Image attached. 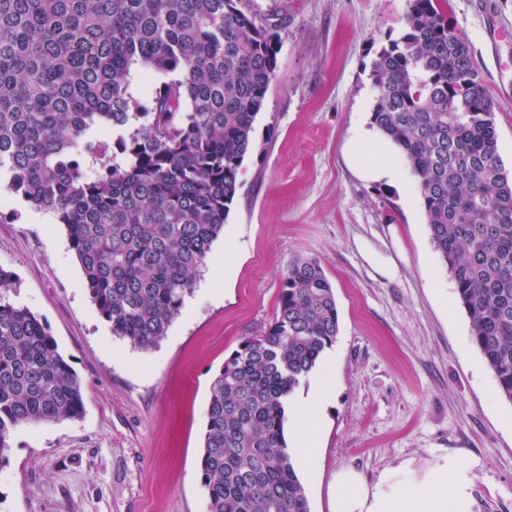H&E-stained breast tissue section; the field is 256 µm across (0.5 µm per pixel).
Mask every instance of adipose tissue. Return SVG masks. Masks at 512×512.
Here are the masks:
<instances>
[{
    "label": "adipose tissue",
    "mask_w": 512,
    "mask_h": 512,
    "mask_svg": "<svg viewBox=\"0 0 512 512\" xmlns=\"http://www.w3.org/2000/svg\"><path fill=\"white\" fill-rule=\"evenodd\" d=\"M348 162L363 181L403 185L406 170L399 150L385 141L372 121H361L348 140ZM333 396L329 378L316 379L307 392L288 403L293 452L299 467L313 473L321 440V422ZM329 512H474L469 469L455 451L433 464L407 459L368 481L343 466L327 489Z\"/></svg>",
    "instance_id": "obj_1"
}]
</instances>
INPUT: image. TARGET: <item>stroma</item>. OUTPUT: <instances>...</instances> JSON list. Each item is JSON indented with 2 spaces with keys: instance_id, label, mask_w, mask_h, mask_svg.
Wrapping results in <instances>:
<instances>
[{
  "instance_id": "35a3bbf8",
  "label": "stroma",
  "mask_w": 512,
  "mask_h": 512,
  "mask_svg": "<svg viewBox=\"0 0 512 512\" xmlns=\"http://www.w3.org/2000/svg\"><path fill=\"white\" fill-rule=\"evenodd\" d=\"M273 27L275 76L255 122L240 189L209 256H230L218 293L186 297L154 347L112 335L67 232L0 186V268L11 301L48 323L81 379L80 418L19 428L0 461V512H206L200 453L209 387L225 357L261 334L291 260L317 259L340 332L323 356L335 392L323 420L310 512H328L342 466L374 480L414 458L461 449L476 512H512V402L498 391L421 202L358 179L344 146L375 103L372 64L405 31L406 0H241ZM494 103L512 171V0H449ZM503 30L492 41L489 21ZM137 359L133 370L113 356Z\"/></svg>"
}]
</instances>
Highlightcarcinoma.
Instances as JSON below:
<instances>
[{"label": "carcinoma", "instance_id": "1", "mask_svg": "<svg viewBox=\"0 0 512 512\" xmlns=\"http://www.w3.org/2000/svg\"><path fill=\"white\" fill-rule=\"evenodd\" d=\"M240 0H0V175L65 226L112 335L148 349L192 293L238 194L276 68L269 24ZM382 48L372 120L415 177L431 244L471 340L512 402V177L493 101L448 0H407ZM151 80L148 104L132 67ZM0 268V460L20 427L76 419L81 381ZM332 283L292 260L265 331L210 383L207 512H310L285 437L289 394L336 343Z\"/></svg>", "mask_w": 512, "mask_h": 512}]
</instances>
